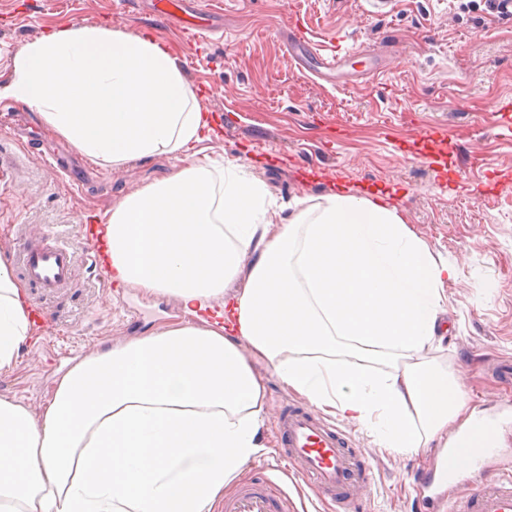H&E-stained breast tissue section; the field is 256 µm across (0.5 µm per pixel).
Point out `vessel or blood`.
<instances>
[{
  "mask_svg": "<svg viewBox=\"0 0 512 512\" xmlns=\"http://www.w3.org/2000/svg\"><path fill=\"white\" fill-rule=\"evenodd\" d=\"M156 12L174 16L185 12L194 16V23L186 31L200 36L204 30L199 19L211 15V8L201 0H153ZM290 53L299 67L315 64L317 71L338 85L350 53L322 52L305 35H292ZM22 269L29 284L45 293H56L67 288L74 270V253L64 244L53 246L41 239H28L22 253ZM279 448L277 455L292 466L313 487L331 495L340 512H356L357 490L367 476L363 461L356 454L349 435L325 419L300 407L282 409L278 416ZM495 427L485 422L471 429L448 452V462L439 478H427L429 496H436L435 481L442 480L449 487L482 474L487 457L499 456L494 438ZM497 477L481 483L465 496L449 497L447 512H512V458L499 457ZM283 502L268 485L250 482L239 487L225 499L224 512H282Z\"/></svg>",
  "mask_w": 512,
  "mask_h": 512,
  "instance_id": "obj_1",
  "label": "vessel or blood"
}]
</instances>
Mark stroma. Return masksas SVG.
Returning <instances> with one entry per match:
<instances>
[{
	"label": "stroma",
	"mask_w": 512,
	"mask_h": 512,
	"mask_svg": "<svg viewBox=\"0 0 512 512\" xmlns=\"http://www.w3.org/2000/svg\"><path fill=\"white\" fill-rule=\"evenodd\" d=\"M220 13L207 43L190 44L176 20L154 13L149 0H0V81L27 43L69 26L147 32L179 56L185 78L217 123L205 144L221 173L242 165L280 205L317 199L345 187L363 195L394 190L410 231L435 258L455 267L445 287V340L429 350L461 374L469 406L498 419V448L512 457V384L497 372L512 362V22L498 20L484 0H215ZM306 26L324 48H358L382 57L367 73L357 64L348 88L298 70L285 30ZM26 104L0 99V245L15 278L29 229H53L74 252L71 284L56 294L29 289L31 307L47 314L17 365L0 372V397L32 412L50 399L56 380L104 346L142 336L186 315L170 295L122 286L111 290L86 261L84 227L106 223L114 207L177 169L166 157L120 170L85 162L77 186L49 159L70 151ZM264 454L241 479L278 481L302 512H336L286 461L275 455L280 405H307L264 370ZM365 459L368 476L358 512H415V480L435 454L407 458L378 447L370 431L340 421Z\"/></svg>",
	"instance_id": "35a3bbf8"
}]
</instances>
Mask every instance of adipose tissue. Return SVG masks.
I'll use <instances>...</instances> for the list:
<instances>
[{"mask_svg":"<svg viewBox=\"0 0 512 512\" xmlns=\"http://www.w3.org/2000/svg\"><path fill=\"white\" fill-rule=\"evenodd\" d=\"M1 98L97 164L179 161L94 234L112 279L174 295L190 320L77 361L40 414L0 397V512H210L264 450L259 363L402 456L447 448L476 419L426 355L454 268L389 197L342 188L279 224L242 166L215 180L199 159L214 116L153 35L48 32L13 57ZM37 323L0 249V372ZM383 359L388 373L368 370Z\"/></svg>","mask_w":512,"mask_h":512,"instance_id":"ef3b65f1","label":"adipose tissue"}]
</instances>
